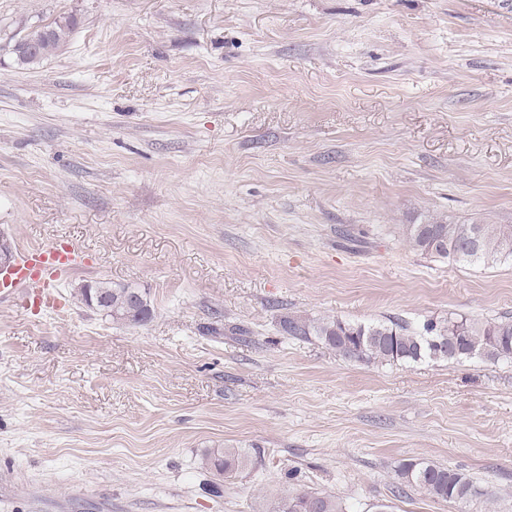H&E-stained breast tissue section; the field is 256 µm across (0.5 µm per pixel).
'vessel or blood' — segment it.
<instances>
[{"label":"vessel or blood","instance_id":"1","mask_svg":"<svg viewBox=\"0 0 512 512\" xmlns=\"http://www.w3.org/2000/svg\"><path fill=\"white\" fill-rule=\"evenodd\" d=\"M82 261L81 249L72 243L52 242L22 249L10 270L0 274V302L55 307L58 281Z\"/></svg>","mask_w":512,"mask_h":512}]
</instances>
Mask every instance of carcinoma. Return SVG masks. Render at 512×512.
Listing matches in <instances>:
<instances>
[{"instance_id":"cac0c4a2","label":"carcinoma","mask_w":512,"mask_h":512,"mask_svg":"<svg viewBox=\"0 0 512 512\" xmlns=\"http://www.w3.org/2000/svg\"><path fill=\"white\" fill-rule=\"evenodd\" d=\"M74 21L64 18L47 26L31 28L17 39L13 50L22 65H34L58 53L67 43ZM406 243L422 255L455 262L495 265L512 259V224H453L431 217L422 224H408ZM80 301L104 313L114 323L143 324L153 316L147 295L129 286L105 282L79 289ZM282 329L291 336H316L345 358L360 361L417 362L458 360L478 356L495 363L512 360V320L478 324L452 316L444 323L429 322L420 333L398 323L352 324L338 319H307L290 315L280 318ZM462 339L460 350L450 353L443 339L448 334ZM247 461L236 448L214 451L204 458L218 474L227 475ZM398 476L409 488L418 487L445 501L468 503L475 497L490 499L489 489H480L464 474L432 462H406ZM269 512H344L338 497L300 491L275 501Z\"/></svg>"}]
</instances>
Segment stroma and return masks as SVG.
I'll use <instances>...</instances> for the list:
<instances>
[{
    "label": "stroma",
    "mask_w": 512,
    "mask_h": 512,
    "mask_svg": "<svg viewBox=\"0 0 512 512\" xmlns=\"http://www.w3.org/2000/svg\"><path fill=\"white\" fill-rule=\"evenodd\" d=\"M429 216L512 224V0H0V236L85 259L60 313L0 304V512H512V361H357L279 325L512 318V261L412 250ZM98 281L152 319L79 303ZM217 448L250 461L218 478ZM419 460L494 496L400 491ZM74 20L64 18L55 21L54 25L36 26L17 39L13 46V51L17 61L22 65H34L40 63L43 59L58 53L67 43L74 28ZM34 42L39 45L38 54H20L17 53L18 47L22 43ZM78 294L82 303L115 323L143 324L153 316L150 300L137 288L110 287L106 282H96L84 285ZM269 512H344V509L335 495L303 490L280 497Z\"/></svg>",
    "instance_id": "35a3bbf8"
}]
</instances>
